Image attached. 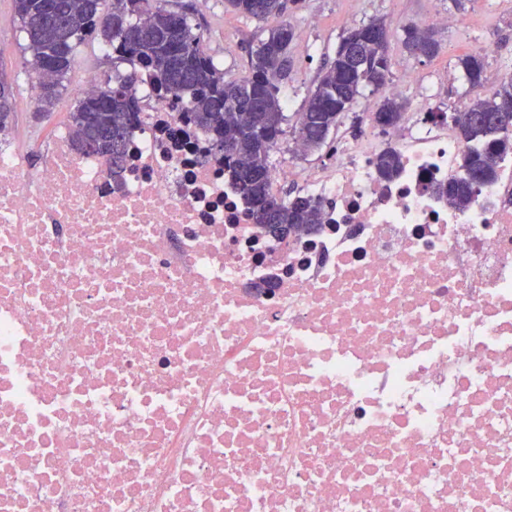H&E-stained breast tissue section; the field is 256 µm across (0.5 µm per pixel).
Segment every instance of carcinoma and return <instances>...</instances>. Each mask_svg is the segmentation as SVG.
I'll use <instances>...</instances> for the list:
<instances>
[{
  "label": "carcinoma",
  "instance_id": "cac0c4a2",
  "mask_svg": "<svg viewBox=\"0 0 512 512\" xmlns=\"http://www.w3.org/2000/svg\"><path fill=\"white\" fill-rule=\"evenodd\" d=\"M110 3L108 11L103 5ZM233 10L257 20L280 16L285 0H225ZM16 13L26 35L28 64L38 73L50 76L56 88L71 70L78 45L97 31L112 46L115 58L138 66L158 88L188 99V118L213 140L215 155L224 161L239 190L252 205L254 223H266L273 215L278 223L319 224L321 205L308 195L285 197L270 192L269 153L261 152L253 132L255 118H261L270 139L280 133L287 115L280 98L281 85L290 79L296 34L287 22L268 30L253 51L252 74L242 80L224 79L203 47V36L189 17L163 6L161 0H52L56 17L39 11V0H14ZM381 19L350 31L339 43L332 61L325 65L319 83L296 115L301 139L311 150L326 147L334 140L336 120L352 110L363 91H383L391 73L389 41L365 42L369 32L384 28ZM363 41L359 57L348 44ZM401 43L412 55L433 57L439 42L430 29L416 24L402 29ZM190 50L193 58L184 63L178 52ZM457 66L472 93L464 109L475 113L512 114V79L501 84L490 99L481 88L486 68L485 56L475 52L458 59ZM13 90L0 78V127L12 115ZM405 101L382 96L377 113L390 123L400 117ZM138 106L127 81L114 86L111 81L95 94L80 97L68 121L76 130L75 148L80 153L106 157L112 167L123 164L127 139L133 129ZM231 132L238 138L231 151H224V137ZM467 144L462 158L463 174L448 185V200L460 209L467 208L475 195V177L495 180L499 162L512 154V127L475 122L459 127ZM402 166L400 154L393 148L382 150L376 159L377 174L384 180L397 176Z\"/></svg>",
  "mask_w": 512,
  "mask_h": 512
}]
</instances>
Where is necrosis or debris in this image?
Returning a JSON list of instances; mask_svg holds the SVG:
<instances>
[{
	"label": "necrosis or debris",
	"instance_id": "4bbe7bcc",
	"mask_svg": "<svg viewBox=\"0 0 512 512\" xmlns=\"http://www.w3.org/2000/svg\"><path fill=\"white\" fill-rule=\"evenodd\" d=\"M130 79L122 168L0 129V512H512V156L453 207L418 100L272 169L323 209L282 245ZM401 166L400 154L391 147L382 150L377 156L376 169L381 179H393L399 173Z\"/></svg>",
	"mask_w": 512,
	"mask_h": 512
}]
</instances>
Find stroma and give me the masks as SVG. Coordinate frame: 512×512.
<instances>
[{
  "instance_id": "stroma-1",
  "label": "stroma",
  "mask_w": 512,
  "mask_h": 512,
  "mask_svg": "<svg viewBox=\"0 0 512 512\" xmlns=\"http://www.w3.org/2000/svg\"><path fill=\"white\" fill-rule=\"evenodd\" d=\"M165 6L186 13L198 25L206 52L223 68L226 79L239 80L250 75L251 52L264 37L266 23L232 13L225 9L224 0H166ZM433 11L451 16L456 13L451 0H365L358 8L353 7L351 0H293L285 18L294 26L299 40L309 42L314 52L309 60L294 59L291 77L282 85V93L292 94L296 107H303L308 93L316 86L321 67L332 60L341 36L378 18L385 21L391 33L392 80H399L404 70H414L424 77L425 89L436 104L454 110L467 99L456 63L459 57L470 53L472 45L489 41L500 54L512 57V0H468L466 13L474 17V28L436 29L435 37L441 44L439 54L432 58L409 56L398 39L401 27ZM314 13L320 15V25H310L309 17ZM228 17L234 21V39L230 42L224 39V20ZM100 43V38L92 35L78 46L61 95L52 105L41 106L28 97L34 72L23 50L25 34L15 14L14 0H0V71L14 87L11 123L31 150H39L54 129L67 122L83 69L98 70L104 77L123 73L122 64L101 56Z\"/></svg>"
}]
</instances>
